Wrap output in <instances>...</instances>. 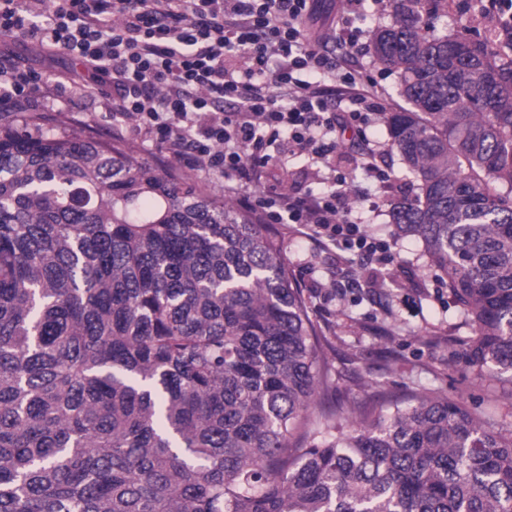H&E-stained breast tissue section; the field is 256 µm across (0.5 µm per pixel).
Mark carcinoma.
<instances>
[{
	"label": "carcinoma",
	"mask_w": 512,
	"mask_h": 512,
	"mask_svg": "<svg viewBox=\"0 0 512 512\" xmlns=\"http://www.w3.org/2000/svg\"><path fill=\"white\" fill-rule=\"evenodd\" d=\"M371 39L406 106L422 244L512 378V55L392 0ZM472 46L448 65V51ZM325 339L267 224L128 148L0 124V512H512V426L427 390L347 430Z\"/></svg>",
	"instance_id": "carcinoma-1"
}]
</instances>
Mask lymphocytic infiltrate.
<instances>
[{"instance_id": "lymphocytic-infiltrate-1", "label": "lymphocytic infiltrate", "mask_w": 512, "mask_h": 512, "mask_svg": "<svg viewBox=\"0 0 512 512\" xmlns=\"http://www.w3.org/2000/svg\"><path fill=\"white\" fill-rule=\"evenodd\" d=\"M366 0H0V36L66 52L85 78L82 99L111 102L112 132L165 150L202 184L266 224H298L306 238L390 259L387 241L366 225L380 202L353 197L342 161L388 193L366 133L381 98L359 67L338 61L364 35ZM56 82L0 55V112H29ZM308 155L307 189L286 173L289 156Z\"/></svg>"}]
</instances>
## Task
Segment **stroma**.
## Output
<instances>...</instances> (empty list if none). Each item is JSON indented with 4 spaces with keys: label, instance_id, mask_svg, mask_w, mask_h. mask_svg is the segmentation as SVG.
<instances>
[{
    "label": "stroma",
    "instance_id": "1",
    "mask_svg": "<svg viewBox=\"0 0 512 512\" xmlns=\"http://www.w3.org/2000/svg\"><path fill=\"white\" fill-rule=\"evenodd\" d=\"M0 53L61 81L83 73L65 53L39 52L18 38L0 36ZM357 59L389 109L402 105L398 74L381 70L369 45L360 47ZM106 110L102 99L55 96L36 104L34 114L44 126L104 139ZM276 230L312 317L330 342L326 354L335 398L346 412L415 389L438 391L490 419L512 406L511 379L489 370L479 374L466 365V341L473 329L414 240L393 243L390 261L366 263L354 252L310 241L297 225L280 224Z\"/></svg>",
    "mask_w": 512,
    "mask_h": 512
}]
</instances>
